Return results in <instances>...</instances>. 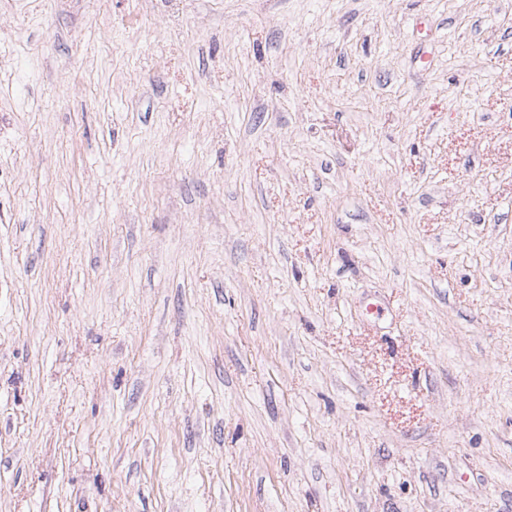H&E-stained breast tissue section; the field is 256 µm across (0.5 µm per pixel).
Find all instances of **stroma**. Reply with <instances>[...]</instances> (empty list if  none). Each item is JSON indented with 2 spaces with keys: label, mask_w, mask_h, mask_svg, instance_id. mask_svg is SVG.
<instances>
[{
  "label": "stroma",
  "mask_w": 512,
  "mask_h": 512,
  "mask_svg": "<svg viewBox=\"0 0 512 512\" xmlns=\"http://www.w3.org/2000/svg\"><path fill=\"white\" fill-rule=\"evenodd\" d=\"M510 104L512 0H0V512H512Z\"/></svg>",
  "instance_id": "obj_1"
}]
</instances>
